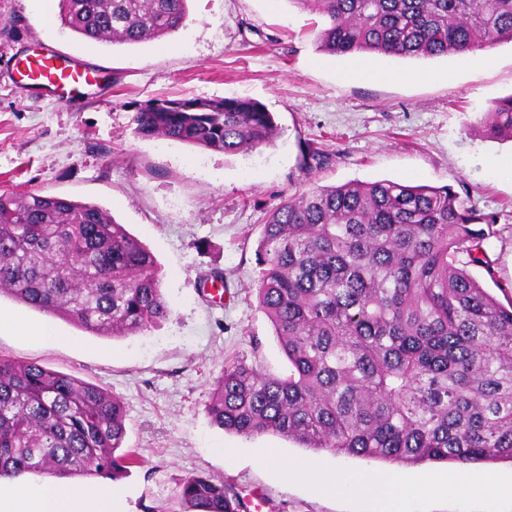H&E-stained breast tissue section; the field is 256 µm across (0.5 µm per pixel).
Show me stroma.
<instances>
[{"label":"stroma","mask_w":512,"mask_h":512,"mask_svg":"<svg viewBox=\"0 0 512 512\" xmlns=\"http://www.w3.org/2000/svg\"><path fill=\"white\" fill-rule=\"evenodd\" d=\"M58 0H0L19 31L0 38V193L33 192L106 209L161 267L169 318L113 338L0 294V313L51 324L67 343L0 334V356L35 362L97 384L125 411L124 449L139 463L120 480L127 512H174L179 484L203 475L224 482L243 512H388L346 488L323 493L277 475L265 452L307 459L322 470L375 474L388 463L311 451L274 435L245 437L213 425L206 406L226 364L245 361L284 376L289 363L258 306L256 249L281 201L316 186L392 180L450 187L465 206L495 217L488 263L470 273L500 303L512 302V141L486 138L477 123L512 95V43L440 57L373 56L374 78L348 76L353 58L323 54L322 18L291 0H189L176 33L136 45L89 42L47 18ZM49 46L92 65L95 82L75 104L20 82L17 69ZM242 97L273 113V145L227 156L135 134L150 100ZM320 152L309 159V147ZM224 274L223 301L200 283ZM413 484L405 512H512V464L461 470L453 463L404 467ZM501 487L488 491V478Z\"/></svg>","instance_id":"stroma-1"}]
</instances>
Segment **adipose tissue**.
<instances>
[{
  "label": "adipose tissue",
  "mask_w": 512,
  "mask_h": 512,
  "mask_svg": "<svg viewBox=\"0 0 512 512\" xmlns=\"http://www.w3.org/2000/svg\"><path fill=\"white\" fill-rule=\"evenodd\" d=\"M269 462L280 473L311 481L324 489L356 485L365 496L387 500L393 512H402L407 480L399 472L365 478L282 462L274 456ZM0 512H125V495L120 489L105 484L62 485L53 480L28 483L17 478H0Z\"/></svg>",
  "instance_id": "obj_1"
}]
</instances>
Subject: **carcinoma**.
<instances>
[{
    "label": "carcinoma",
    "mask_w": 512,
    "mask_h": 512,
    "mask_svg": "<svg viewBox=\"0 0 512 512\" xmlns=\"http://www.w3.org/2000/svg\"><path fill=\"white\" fill-rule=\"evenodd\" d=\"M319 14V51L438 57L512 42V0H289ZM87 39L137 44L177 32L187 0H59ZM134 132L226 155L273 143L262 104L155 100ZM512 138V95L481 121ZM490 216L447 187L352 181L285 198L257 247L258 300L291 371L224 365L213 424L303 448L399 465L512 463V305L470 275L487 264ZM0 293L98 336L144 332L171 314L155 258L104 209L66 198L0 194ZM124 410L106 389L0 356V477L116 481ZM177 500L241 512L222 482L190 476Z\"/></svg>",
    "instance_id": "1"
}]
</instances>
